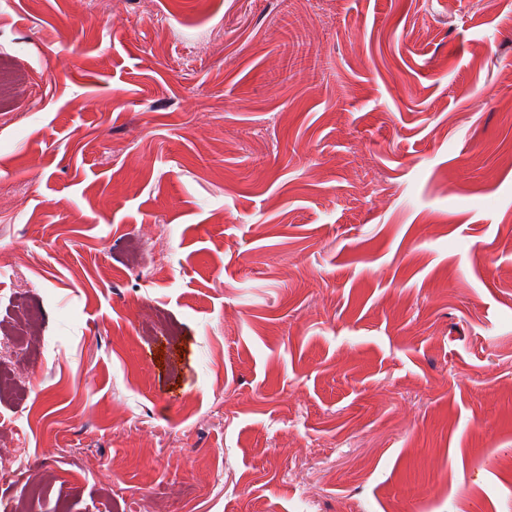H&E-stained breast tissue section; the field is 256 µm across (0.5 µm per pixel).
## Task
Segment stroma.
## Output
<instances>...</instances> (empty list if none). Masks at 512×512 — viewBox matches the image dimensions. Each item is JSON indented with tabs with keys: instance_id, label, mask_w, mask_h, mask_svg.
I'll use <instances>...</instances> for the list:
<instances>
[{
	"instance_id": "1",
	"label": "stroma",
	"mask_w": 512,
	"mask_h": 512,
	"mask_svg": "<svg viewBox=\"0 0 512 512\" xmlns=\"http://www.w3.org/2000/svg\"><path fill=\"white\" fill-rule=\"evenodd\" d=\"M23 307L0 512H512V0H0Z\"/></svg>"
}]
</instances>
